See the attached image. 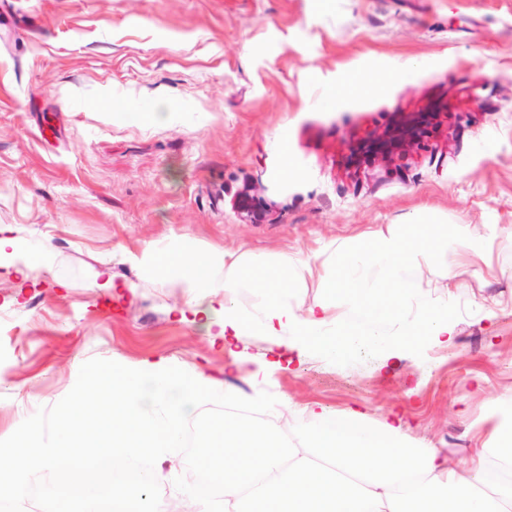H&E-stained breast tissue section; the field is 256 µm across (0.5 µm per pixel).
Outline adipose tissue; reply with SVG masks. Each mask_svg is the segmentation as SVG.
<instances>
[{"label": "adipose tissue", "mask_w": 512, "mask_h": 512, "mask_svg": "<svg viewBox=\"0 0 512 512\" xmlns=\"http://www.w3.org/2000/svg\"><path fill=\"white\" fill-rule=\"evenodd\" d=\"M434 256L447 259L448 239L428 234L420 224L392 225L365 247L334 250L336 274L325 283L327 293L302 314L290 304L283 283L284 256L271 262L246 252L168 243L126 252L124 260L144 277L179 279L190 293L176 309L180 320L203 321L210 336L224 339L225 349L253 329L278 339L292 331L301 354L318 343L332 352L345 348L354 337L349 315L366 313L373 330L399 307L414 305L403 292L407 275ZM374 265L383 268L384 282L369 281ZM339 287L352 298L341 313L332 297ZM245 289L256 294L248 308L237 301ZM87 379L111 389L112 446L131 456L175 444L202 395L218 391L204 374H175L162 359L134 370L101 368ZM100 411L96 398L77 393L59 413L50 447L38 443L39 422H24L16 445L0 448V472L12 475L11 481H0V498L21 499L23 478L48 470L52 485L39 512H58V490H81L87 480L86 472L75 468L72 449L92 438L90 421ZM485 420L492 426L491 447L451 459L409 444L398 417L374 422L353 411L333 424L326 412L314 411L303 422L297 445L261 416L211 419L198 424L206 438L198 465L219 481L224 512H512V434L505 432L498 402H491Z\"/></svg>", "instance_id": "adipose-tissue-1"}]
</instances>
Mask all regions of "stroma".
<instances>
[{"instance_id": "stroma-1", "label": "stroma", "mask_w": 512, "mask_h": 512, "mask_svg": "<svg viewBox=\"0 0 512 512\" xmlns=\"http://www.w3.org/2000/svg\"><path fill=\"white\" fill-rule=\"evenodd\" d=\"M418 112L448 118L408 159L365 151ZM390 224L492 237L408 276L426 308L446 307L448 346L403 336L397 317L266 375L284 353L270 337L231 365L173 315L178 283L122 260L176 238L316 266ZM0 225L49 251L28 275L0 268L2 445L91 368L162 357L261 415L289 403L293 444L298 409L317 404L398 415L413 439L471 455L490 444L489 402L512 408V0H0ZM394 345L401 359L381 366ZM184 427L143 462L154 501L205 483Z\"/></svg>"}]
</instances>
